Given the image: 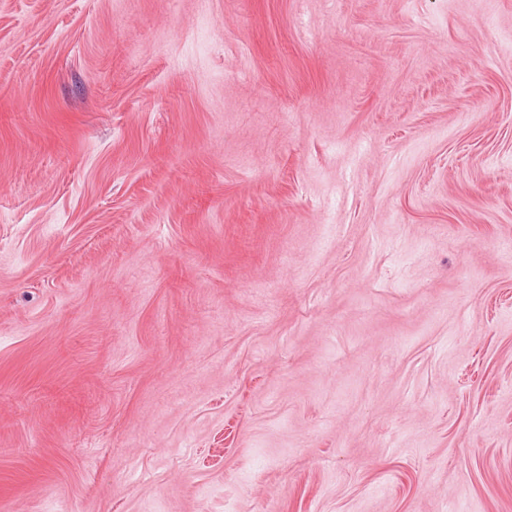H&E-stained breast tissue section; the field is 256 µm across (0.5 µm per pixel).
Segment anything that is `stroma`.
<instances>
[{
  "label": "stroma",
  "mask_w": 512,
  "mask_h": 512,
  "mask_svg": "<svg viewBox=\"0 0 512 512\" xmlns=\"http://www.w3.org/2000/svg\"><path fill=\"white\" fill-rule=\"evenodd\" d=\"M0 512H512V0H0Z\"/></svg>",
  "instance_id": "stroma-1"
}]
</instances>
